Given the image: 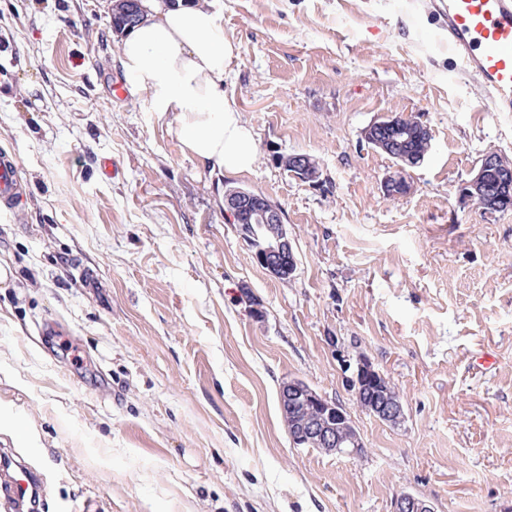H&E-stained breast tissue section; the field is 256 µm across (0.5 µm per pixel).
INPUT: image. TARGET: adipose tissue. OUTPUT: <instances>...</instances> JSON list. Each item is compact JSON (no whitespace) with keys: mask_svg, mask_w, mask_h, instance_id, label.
Wrapping results in <instances>:
<instances>
[{"mask_svg":"<svg viewBox=\"0 0 512 512\" xmlns=\"http://www.w3.org/2000/svg\"><path fill=\"white\" fill-rule=\"evenodd\" d=\"M142 22L124 34L120 64L183 149L224 172L251 170L252 129L224 91L238 46L208 0H143Z\"/></svg>","mask_w":512,"mask_h":512,"instance_id":"adipose-tissue-1","label":"adipose tissue"}]
</instances>
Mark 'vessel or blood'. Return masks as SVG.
Listing matches in <instances>:
<instances>
[{
    "mask_svg": "<svg viewBox=\"0 0 512 512\" xmlns=\"http://www.w3.org/2000/svg\"><path fill=\"white\" fill-rule=\"evenodd\" d=\"M442 18L448 45L463 68L493 95L495 109L512 112V0H427ZM16 165L0 156V206L18 197ZM35 484L23 470L0 483V512H23Z\"/></svg>",
    "mask_w": 512,
    "mask_h": 512,
    "instance_id": "vessel-or-blood-1",
    "label": "vessel or blood"
}]
</instances>
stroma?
Segmentation results:
<instances>
[{"label":"stroma","mask_w":512,"mask_h":512,"mask_svg":"<svg viewBox=\"0 0 512 512\" xmlns=\"http://www.w3.org/2000/svg\"><path fill=\"white\" fill-rule=\"evenodd\" d=\"M214 5L259 153L242 174L183 153L135 92L113 98L112 0H0V154L24 188L0 208V452L40 476L39 512L512 507V210L459 201L488 152L512 160V112L415 0ZM395 115L432 141L392 199L396 162L364 133ZM291 154L316 182L278 164ZM230 186L281 207L291 279L257 263ZM338 346L395 385L400 424L358 405ZM293 378L345 407L362 455L292 444ZM392 512H402L406 507L410 512H435L431 503L411 494L400 493L391 502Z\"/></svg>","instance_id":"obj_1"}]
</instances>
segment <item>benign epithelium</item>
Returning a JSON list of instances; mask_svg holds the SVG:
<instances>
[{
    "mask_svg": "<svg viewBox=\"0 0 512 512\" xmlns=\"http://www.w3.org/2000/svg\"><path fill=\"white\" fill-rule=\"evenodd\" d=\"M389 125L398 137L410 135L418 121L407 116H392L388 118ZM495 153L490 152L482 159L470 180L461 188V200H472L482 192L489 184V177L493 173ZM385 185L397 189L401 194H407L411 185L407 179L406 166L398 165L396 174L388 177ZM280 216V213L272 208L256 209L249 213L248 223L239 225L242 239L252 249L257 262L268 268L271 275H276V267L272 261L286 253L292 252L290 240L285 228L278 231L270 230V222ZM336 355L341 362L342 370L348 373L346 382L349 389H354L366 381L381 382L385 379L383 373L375 369L372 363L365 358L351 360L341 350H336ZM301 398L306 404L315 407L319 411L318 429L322 434L320 443L323 449L329 453L354 455L364 447V443L353 427L344 407L326 396L318 393L306 382L293 379L283 383L280 395L283 406H288V394ZM342 428V435L336 436V427ZM392 512H402L409 509L410 512H435L431 503L425 499L411 494L400 493L391 502Z\"/></svg>",
    "mask_w": 512,
    "mask_h": 512,
    "instance_id": "7a95c632",
    "label": "benign epithelium"
}]
</instances>
